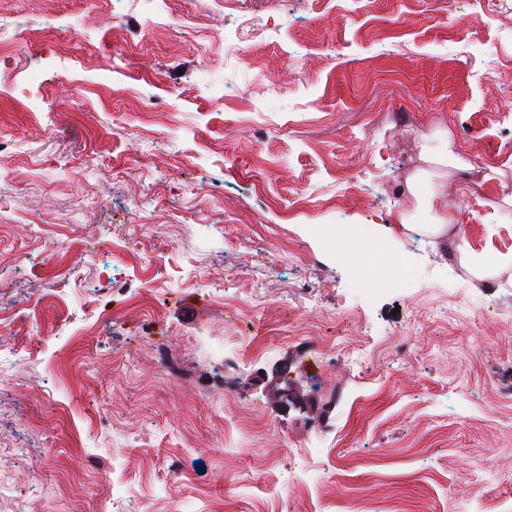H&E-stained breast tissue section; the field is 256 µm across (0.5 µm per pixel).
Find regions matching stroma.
Listing matches in <instances>:
<instances>
[{
    "mask_svg": "<svg viewBox=\"0 0 512 512\" xmlns=\"http://www.w3.org/2000/svg\"><path fill=\"white\" fill-rule=\"evenodd\" d=\"M156 10L0 0V512H512V0ZM429 205L431 208L439 209L440 216L437 217L436 224H405L402 225V229L406 230H415L416 228H420L426 233L441 236L448 230V207H445L440 202V196L436 193H433Z\"/></svg>",
    "mask_w": 512,
    "mask_h": 512,
    "instance_id": "35a3bbf8",
    "label": "stroma"
}]
</instances>
